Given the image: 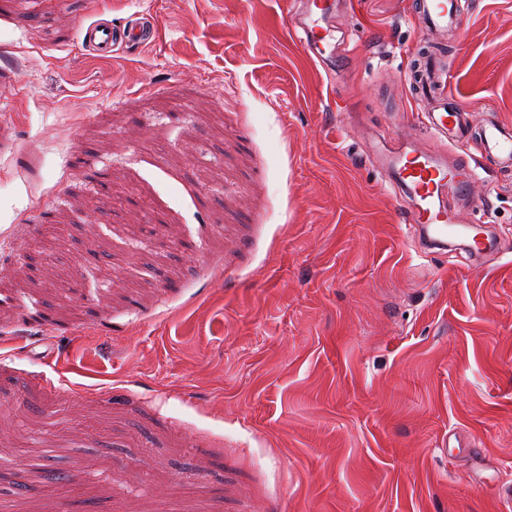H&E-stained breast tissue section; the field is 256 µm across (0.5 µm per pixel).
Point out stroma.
Here are the masks:
<instances>
[{
    "mask_svg": "<svg viewBox=\"0 0 512 512\" xmlns=\"http://www.w3.org/2000/svg\"><path fill=\"white\" fill-rule=\"evenodd\" d=\"M335 2L327 70L300 0H0L11 512H512V167L414 121L415 0ZM457 5L446 91L512 126V0ZM385 141L472 171L493 254L425 249ZM82 43L96 56L108 57L118 49L142 48L156 41L158 30L151 17H136L119 26L97 22L82 26Z\"/></svg>",
    "mask_w": 512,
    "mask_h": 512,
    "instance_id": "obj_1",
    "label": "stroma"
}]
</instances>
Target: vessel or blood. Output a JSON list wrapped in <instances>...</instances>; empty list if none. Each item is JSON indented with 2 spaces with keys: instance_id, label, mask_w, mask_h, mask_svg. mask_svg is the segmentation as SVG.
Returning a JSON list of instances; mask_svg holds the SVG:
<instances>
[{
  "instance_id": "1",
  "label": "vessel or blood",
  "mask_w": 512,
  "mask_h": 512,
  "mask_svg": "<svg viewBox=\"0 0 512 512\" xmlns=\"http://www.w3.org/2000/svg\"><path fill=\"white\" fill-rule=\"evenodd\" d=\"M328 0H305L301 18L288 28L292 38L301 45L307 57L317 64H325L326 46L330 38L325 28ZM416 14L420 25L427 32L442 35L460 30L461 17L456 0H416ZM82 43L98 56L108 57L117 50L144 47L156 41L157 26L152 18L138 17L115 26L97 22L81 27ZM405 79L413 95L438 94L435 107L425 113L423 124L427 132L442 138L448 131L463 132L464 112L458 104L449 103L444 96L446 74L429 53L418 55L405 72ZM476 151L495 156L500 163L512 164V131L495 122H486L474 142ZM374 163L388 172L391 186L400 197L413 203L411 223L425 230L434 244H444L447 237L462 236L469 240L474 251L487 247L482 238V227L461 222L456 213L443 203L449 185L457 183L461 170L448 168L433 154H423L403 148L379 146Z\"/></svg>"
}]
</instances>
